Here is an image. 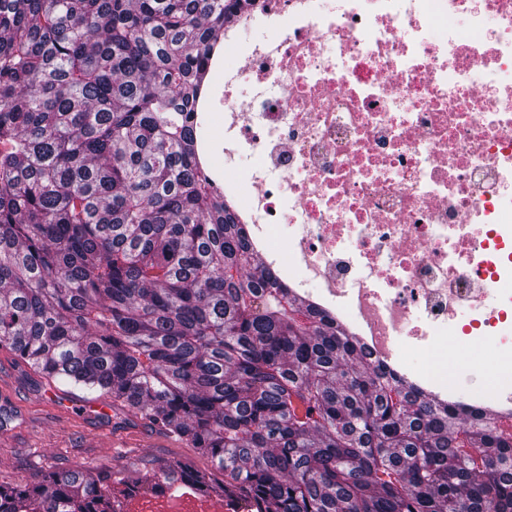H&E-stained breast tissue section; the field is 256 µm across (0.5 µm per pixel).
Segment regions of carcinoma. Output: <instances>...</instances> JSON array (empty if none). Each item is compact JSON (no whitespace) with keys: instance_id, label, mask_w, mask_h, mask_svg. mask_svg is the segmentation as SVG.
I'll use <instances>...</instances> for the list:
<instances>
[{"instance_id":"obj_1","label":"carcinoma","mask_w":512,"mask_h":512,"mask_svg":"<svg viewBox=\"0 0 512 512\" xmlns=\"http://www.w3.org/2000/svg\"><path fill=\"white\" fill-rule=\"evenodd\" d=\"M257 0H0V348L210 459L55 470L0 512H512V435L368 361L259 258L208 163L224 26Z\"/></svg>"}]
</instances>
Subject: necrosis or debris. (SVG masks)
<instances>
[{"mask_svg": "<svg viewBox=\"0 0 512 512\" xmlns=\"http://www.w3.org/2000/svg\"><path fill=\"white\" fill-rule=\"evenodd\" d=\"M205 123L253 246L436 400L512 415V0H258ZM433 356L436 370L408 355Z\"/></svg>", "mask_w": 512, "mask_h": 512, "instance_id": "1", "label": "necrosis or debris"}]
</instances>
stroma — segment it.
Here are the masks:
<instances>
[{
	"mask_svg": "<svg viewBox=\"0 0 512 512\" xmlns=\"http://www.w3.org/2000/svg\"><path fill=\"white\" fill-rule=\"evenodd\" d=\"M0 483L33 481L54 469L121 468L146 457L209 459L125 409L59 383L0 350Z\"/></svg>",
	"mask_w": 512,
	"mask_h": 512,
	"instance_id": "1",
	"label": "stroma"
}]
</instances>
